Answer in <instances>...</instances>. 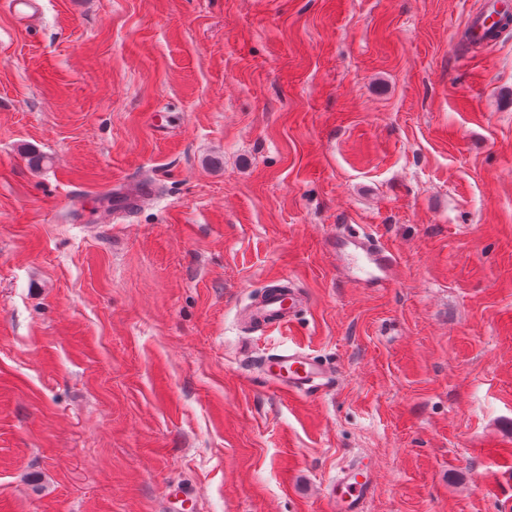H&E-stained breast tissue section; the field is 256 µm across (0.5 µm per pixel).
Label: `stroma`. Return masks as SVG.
Segmentation results:
<instances>
[{
	"mask_svg": "<svg viewBox=\"0 0 512 512\" xmlns=\"http://www.w3.org/2000/svg\"><path fill=\"white\" fill-rule=\"evenodd\" d=\"M0 5V512H512V27L476 0ZM44 157L31 166L27 151ZM158 195L100 223L106 189ZM81 194L82 209L67 201ZM398 259L359 288L328 245ZM290 281V328L240 306ZM336 369L298 396L260 357ZM503 10L500 0H485L482 9L471 16L469 28L483 36V42L494 41L500 29L497 22L501 20ZM330 249L343 273L361 288L389 286L398 271L397 258L368 230L337 232L330 239ZM327 497L331 512H364V505L377 490L374 467L363 459L343 466L330 484Z\"/></svg>",
	"mask_w": 512,
	"mask_h": 512,
	"instance_id": "35a3bbf8",
	"label": "stroma"
}]
</instances>
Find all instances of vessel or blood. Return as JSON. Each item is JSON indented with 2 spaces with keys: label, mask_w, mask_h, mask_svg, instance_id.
I'll use <instances>...</instances> for the list:
<instances>
[{
  "label": "vessel or blood",
  "mask_w": 512,
  "mask_h": 512,
  "mask_svg": "<svg viewBox=\"0 0 512 512\" xmlns=\"http://www.w3.org/2000/svg\"><path fill=\"white\" fill-rule=\"evenodd\" d=\"M501 0H484L479 12L471 16L469 27L483 36L485 42L495 40L502 18ZM112 211L103 215V222L113 216L127 214L149 205L156 196V186L146 180L113 183ZM343 273L363 288L391 285L398 271L397 258L369 231L354 229L337 233L329 243ZM306 303L296 289L272 291L251 302L243 318L252 328L280 329L291 323L297 308ZM262 375L268 385L278 391L309 395L329 388L336 372L332 366L312 357L298 347L278 350L262 364ZM377 490L371 463L359 460L343 466L331 484L327 497L329 512H364L366 502Z\"/></svg>",
  "instance_id": "b4317fda"
}]
</instances>
